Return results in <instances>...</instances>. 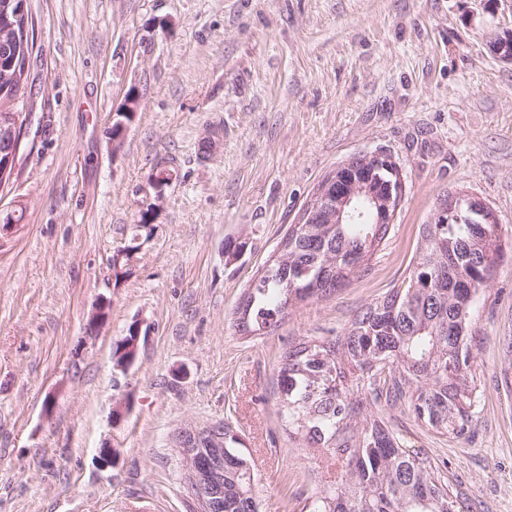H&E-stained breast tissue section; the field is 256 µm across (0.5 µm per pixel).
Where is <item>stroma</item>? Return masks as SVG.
Masks as SVG:
<instances>
[{"label":"stroma","instance_id":"35a3bbf8","mask_svg":"<svg viewBox=\"0 0 512 512\" xmlns=\"http://www.w3.org/2000/svg\"><path fill=\"white\" fill-rule=\"evenodd\" d=\"M29 6L35 105L0 194V212L20 217L0 223V512H193L176 442L216 422L243 441L259 512H308L336 461L289 439L281 357L400 284L421 225L459 190L495 209L503 236L471 314L472 422L456 436L383 398L370 408L441 464L463 512H512V63L488 48L512 29V0ZM131 92L139 105L112 141ZM378 149L405 180L387 240L329 298L237 333L245 289L319 181ZM161 168L173 179L157 188ZM143 217L151 234L113 268ZM229 241L244 243L238 257ZM133 326L137 356L121 370L113 350Z\"/></svg>","mask_w":512,"mask_h":512}]
</instances>
